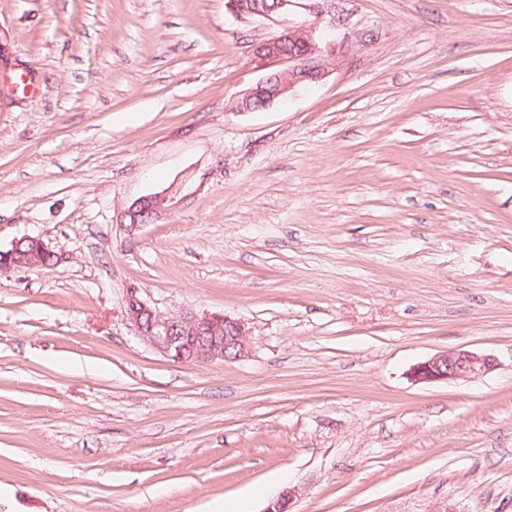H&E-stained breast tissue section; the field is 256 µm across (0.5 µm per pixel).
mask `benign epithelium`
<instances>
[{
  "label": "benign epithelium",
  "mask_w": 512,
  "mask_h": 512,
  "mask_svg": "<svg viewBox=\"0 0 512 512\" xmlns=\"http://www.w3.org/2000/svg\"><path fill=\"white\" fill-rule=\"evenodd\" d=\"M322 0H225L229 13L241 21L263 19L282 26L273 36L255 44L254 58L265 70L260 80L238 95L239 112H256L286 98L291 92L328 75V57L336 42V22L324 20ZM303 9L314 17L307 25L290 26L288 16ZM172 198L164 192L134 200L121 214L124 223L150 224L171 209ZM27 250H22V247ZM61 255L39 237L14 240L0 250V270L8 272L41 264L42 259ZM126 319L137 336L168 359L178 363L207 364L236 361L250 353V329L231 316L217 312L164 313L131 288L127 291ZM497 366L494 358L469 350L439 352L411 367L409 378L416 384L467 381Z\"/></svg>",
  "instance_id": "benign-epithelium-1"
}]
</instances>
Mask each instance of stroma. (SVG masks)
I'll return each mask as SVG.
<instances>
[{
	"label": "stroma",
	"instance_id": "1",
	"mask_svg": "<svg viewBox=\"0 0 512 512\" xmlns=\"http://www.w3.org/2000/svg\"><path fill=\"white\" fill-rule=\"evenodd\" d=\"M322 8L328 76L239 112L277 28L224 0H0V248L63 254L0 273V512H512V0ZM453 349L498 366L410 380ZM172 198L167 193H155L134 200L121 214L124 223L130 226L150 224L171 209ZM125 314L142 341L174 362L236 361L250 353V329L240 319L223 313H164L131 288Z\"/></svg>",
	"mask_w": 512,
	"mask_h": 512
}]
</instances>
